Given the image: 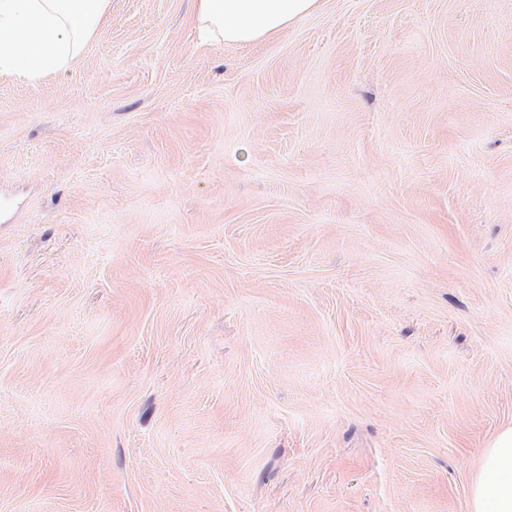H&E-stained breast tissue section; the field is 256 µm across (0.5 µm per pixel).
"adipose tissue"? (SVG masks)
Here are the masks:
<instances>
[{"instance_id": "adipose-tissue-1", "label": "adipose tissue", "mask_w": 512, "mask_h": 512, "mask_svg": "<svg viewBox=\"0 0 512 512\" xmlns=\"http://www.w3.org/2000/svg\"><path fill=\"white\" fill-rule=\"evenodd\" d=\"M319 0H196L202 40L248 45L310 15ZM110 0H0V76L38 80L65 71L102 23ZM470 512H512V425L489 440Z\"/></svg>"}]
</instances>
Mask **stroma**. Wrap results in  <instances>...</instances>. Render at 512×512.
<instances>
[{
    "instance_id": "1",
    "label": "stroma",
    "mask_w": 512,
    "mask_h": 512,
    "mask_svg": "<svg viewBox=\"0 0 512 512\" xmlns=\"http://www.w3.org/2000/svg\"><path fill=\"white\" fill-rule=\"evenodd\" d=\"M194 13L111 0L0 77V512H469L512 423V0ZM203 41L248 45L280 34L310 15L320 0H195Z\"/></svg>"
}]
</instances>
